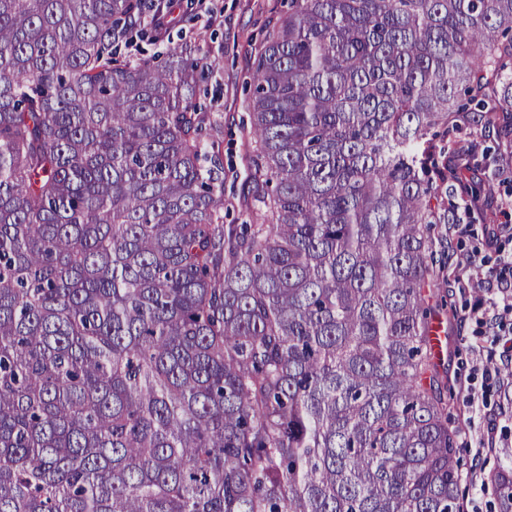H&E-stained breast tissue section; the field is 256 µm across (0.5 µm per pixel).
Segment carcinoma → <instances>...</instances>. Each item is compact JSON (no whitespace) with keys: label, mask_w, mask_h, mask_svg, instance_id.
Listing matches in <instances>:
<instances>
[{"label":"carcinoma","mask_w":512,"mask_h":512,"mask_svg":"<svg viewBox=\"0 0 512 512\" xmlns=\"http://www.w3.org/2000/svg\"><path fill=\"white\" fill-rule=\"evenodd\" d=\"M163 7L0 0V512H463L436 138L512 136V0H289L240 224Z\"/></svg>","instance_id":"1"}]
</instances>
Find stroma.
<instances>
[{
    "label": "stroma",
    "mask_w": 512,
    "mask_h": 512,
    "mask_svg": "<svg viewBox=\"0 0 512 512\" xmlns=\"http://www.w3.org/2000/svg\"><path fill=\"white\" fill-rule=\"evenodd\" d=\"M288 10L286 0H206L204 8L187 10L182 23L170 39L191 45L196 56L215 64L200 88V102L216 122V136L221 140L218 158L224 165V220L242 221L246 215L248 184L244 161V144L249 133L246 83L249 81L258 53L272 24ZM486 227L469 222L465 232L449 230L448 246L439 250L443 275L448 284V312L460 313L466 296L455 283L460 271L458 258L465 252L480 250ZM483 337L473 327L455 326L443 342L448 360V375L454 394L449 420L454 431H465L468 447L459 449L461 468H468L473 457H480L485 472L512 469V400L500 389L487 394L488 406L472 411L463 404L461 387L469 374ZM495 427L501 446L476 455L472 446L488 427Z\"/></svg>",
    "instance_id": "35a3bbf8"
}]
</instances>
